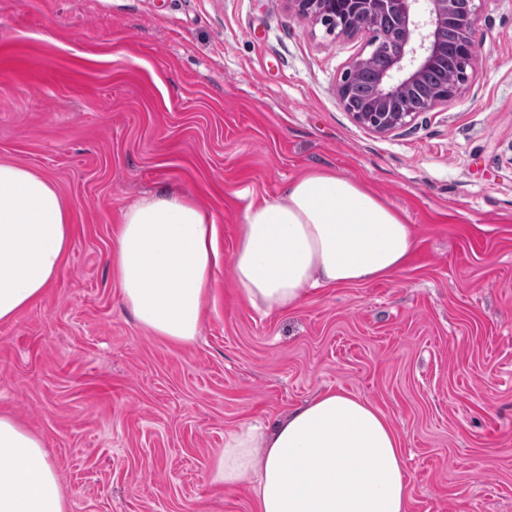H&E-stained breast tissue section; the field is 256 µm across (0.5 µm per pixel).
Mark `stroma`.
Listing matches in <instances>:
<instances>
[{"instance_id": "35a3bbf8", "label": "stroma", "mask_w": 512, "mask_h": 512, "mask_svg": "<svg viewBox=\"0 0 512 512\" xmlns=\"http://www.w3.org/2000/svg\"><path fill=\"white\" fill-rule=\"evenodd\" d=\"M447 107L380 137L335 87L364 38L286 0H0V161L57 185L74 226L46 295L0 322V414L40 436L66 512H253L212 470L224 436L328 390L398 432L409 512H512V0ZM312 168L413 224L407 265L289 311L245 302V207ZM167 189L218 228L200 334L151 335L111 272L123 210Z\"/></svg>"}]
</instances>
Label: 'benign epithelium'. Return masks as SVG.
<instances>
[{
	"mask_svg": "<svg viewBox=\"0 0 512 512\" xmlns=\"http://www.w3.org/2000/svg\"><path fill=\"white\" fill-rule=\"evenodd\" d=\"M301 18L320 24L329 35H364L368 54L352 58L336 83V98L359 126L390 135L411 124L419 112H405L396 103L420 97L425 112L448 104L469 82L479 45L476 23L483 0H287ZM454 25L458 73L452 83L427 81L448 57V27ZM382 50L388 66L372 77L368 96L352 98L356 77L371 55Z\"/></svg>",
	"mask_w": 512,
	"mask_h": 512,
	"instance_id": "7a95c632",
	"label": "benign epithelium"
}]
</instances>
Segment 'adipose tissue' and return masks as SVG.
Listing matches in <instances>:
<instances>
[{
  "label": "adipose tissue",
  "mask_w": 512,
  "mask_h": 512,
  "mask_svg": "<svg viewBox=\"0 0 512 512\" xmlns=\"http://www.w3.org/2000/svg\"><path fill=\"white\" fill-rule=\"evenodd\" d=\"M73 239L55 183L0 161V322L41 299ZM415 247L405 215L359 183L312 170L283 196L250 203L231 256L250 305L296 308L315 290L367 283L403 268ZM217 226L197 202L156 192L123 213L112 271L138 322L178 345L195 343L217 262ZM215 481L251 483L255 512H408L398 433L369 401L328 391L271 425L224 438ZM0 512H66L41 439L0 415Z\"/></svg>",
  "instance_id": "adipose-tissue-1"
}]
</instances>
